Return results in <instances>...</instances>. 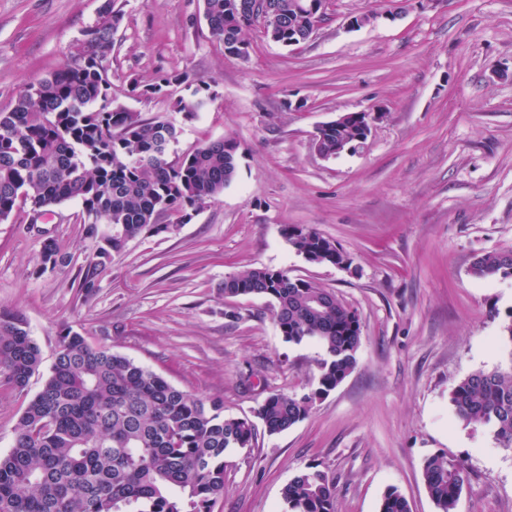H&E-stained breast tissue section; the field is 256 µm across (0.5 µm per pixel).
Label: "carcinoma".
I'll return each mask as SVG.
<instances>
[{
    "mask_svg": "<svg viewBox=\"0 0 512 512\" xmlns=\"http://www.w3.org/2000/svg\"><path fill=\"white\" fill-rule=\"evenodd\" d=\"M300 0H266L277 17L268 29L243 0H203L211 35L229 47L247 43L257 28L269 40L288 31L307 38ZM122 19L115 0H103L68 62L30 83L8 110H0V221L23 200L48 212L68 201L81 205L85 238L99 261L79 282L93 296L102 272L128 240L169 230L165 213L187 214L218 198L238 169V143L205 142L173 159L160 157L176 129L159 118L112 101L105 61ZM349 123L318 129V149L336 152L352 138ZM291 247L314 264H336L342 250L312 227H285ZM43 261L65 263L56 240L43 244ZM512 274V251L487 252L471 266L476 279ZM224 297L260 296L275 302L283 338L314 340L325 356L317 387L303 395L272 392L257 409L267 432L304 420L314 401L334 390L357 366L361 323L336 294L286 270L255 267L224 280ZM41 365L40 350L24 323L0 321V377L23 389ZM455 416L487 426L502 448L512 449V365L462 379L450 398ZM14 444L0 455V512H210L224 492V453L246 448L255 428L246 418L224 416V404L181 390L130 358L95 349L67 330L42 389L15 428ZM423 481L439 512H456L466 468L445 453L425 459ZM288 512H335L336 486L316 466L283 488ZM378 512H411L395 488Z\"/></svg>",
    "mask_w": 512,
    "mask_h": 512,
    "instance_id": "1",
    "label": "carcinoma"
}]
</instances>
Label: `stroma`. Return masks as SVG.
<instances>
[{
  "label": "stroma",
  "instance_id": "1",
  "mask_svg": "<svg viewBox=\"0 0 512 512\" xmlns=\"http://www.w3.org/2000/svg\"><path fill=\"white\" fill-rule=\"evenodd\" d=\"M102 0H0V110L61 67L95 25ZM123 18L107 58L115 104L173 124L171 156L222 138L239 145L235 180L190 220L143 234L113 255L99 288L78 284L96 259L71 201L31 223L30 205L0 222V317L22 320L41 353L24 390L0 378V454L48 375L64 328L122 354L174 386L254 418L272 392L316 388L323 356L286 342L270 299L225 298V278L285 269L333 291L361 322L357 366L303 421L224 454V493L211 512H285L284 486L316 466L336 485V512H378L392 488L411 512H438L422 477L427 457L464 461L456 512H512V450L465 424L450 395L466 376L512 365L503 325L512 275L472 277L476 256L512 250V0H330L310 40L284 47L259 30L248 59L226 56L203 0H117ZM377 13L350 28L351 16ZM189 74L156 95L131 82ZM209 99L196 117L179 104ZM303 109H295V102ZM371 113L357 150L325 159L319 126ZM315 228L347 255L313 264L284 226ZM66 258L42 263L45 239Z\"/></svg>",
  "mask_w": 512,
  "mask_h": 512
}]
</instances>
